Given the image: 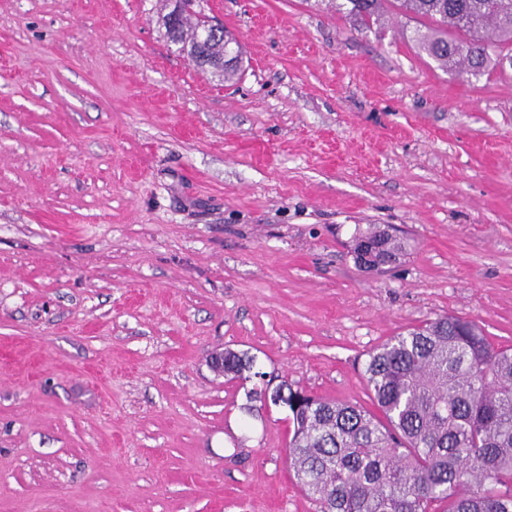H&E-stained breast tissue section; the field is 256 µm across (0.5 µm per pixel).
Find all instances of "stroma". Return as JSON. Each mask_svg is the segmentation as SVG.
I'll list each match as a JSON object with an SVG mask.
<instances>
[{"label": "stroma", "mask_w": 512, "mask_h": 512, "mask_svg": "<svg viewBox=\"0 0 512 512\" xmlns=\"http://www.w3.org/2000/svg\"><path fill=\"white\" fill-rule=\"evenodd\" d=\"M0 0V512H316L261 374L371 407L370 352L450 314L512 347V66L330 0ZM405 242L359 268L357 230ZM255 356L256 377L213 352ZM204 23L196 12L186 10L178 17L174 28L170 31L165 29V36L172 40V43L179 46V51L190 56L203 70L212 69L218 66L224 59V65L228 60L235 65L236 60L224 55V40L228 37H210L206 41L200 40V35L206 30ZM204 67V65H206ZM240 67L231 66L224 68V82H231L238 75ZM222 354L216 353L211 358L212 365H217L219 363L224 364V375L233 374L235 378L249 379L248 377H243V373L245 371H250L253 367L254 359L247 355V353L238 354L231 350H226L223 354L224 359H221Z\"/></svg>", "instance_id": "1"}]
</instances>
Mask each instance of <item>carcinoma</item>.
Returning a JSON list of instances; mask_svg holds the SVG:
<instances>
[{
    "label": "carcinoma",
    "instance_id": "cac0c4a2",
    "mask_svg": "<svg viewBox=\"0 0 512 512\" xmlns=\"http://www.w3.org/2000/svg\"><path fill=\"white\" fill-rule=\"evenodd\" d=\"M422 21L418 47L445 69L474 77L512 52V0H343L336 10L363 30L390 10ZM186 10L165 36L198 66L224 59V38L200 40ZM403 245L371 228L354 259L396 262ZM254 359L224 352V374ZM364 377L378 413L323 400L280 382L292 427L288 459L318 512H512V350L472 320L442 316L369 354Z\"/></svg>",
    "mask_w": 512,
    "mask_h": 512
}]
</instances>
